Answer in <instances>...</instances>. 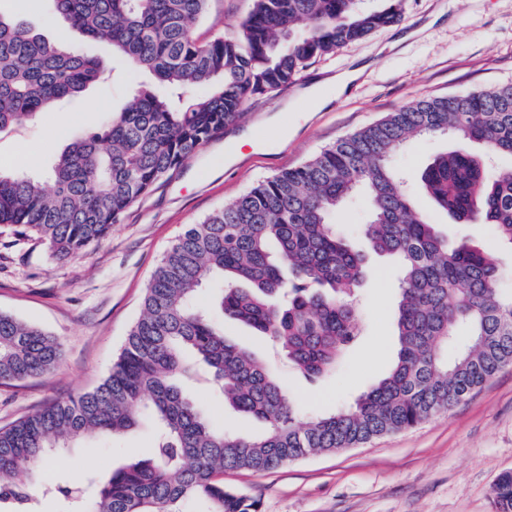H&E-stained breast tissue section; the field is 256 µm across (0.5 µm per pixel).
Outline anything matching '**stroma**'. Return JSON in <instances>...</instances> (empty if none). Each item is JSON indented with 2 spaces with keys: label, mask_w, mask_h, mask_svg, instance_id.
<instances>
[{
  "label": "stroma",
  "mask_w": 512,
  "mask_h": 512,
  "mask_svg": "<svg viewBox=\"0 0 512 512\" xmlns=\"http://www.w3.org/2000/svg\"><path fill=\"white\" fill-rule=\"evenodd\" d=\"M251 6V0H210L195 38L234 34ZM402 11L398 24L317 59L275 95L251 98L236 124L163 178L80 257L53 260L37 241L0 228V311L39 326L62 348L51 374L0 385V426L53 400L91 391L103 380L140 314L155 268L186 225L413 99L512 83V0H402ZM0 13L23 19L50 40L63 27L49 0H0ZM353 68L361 69V77L337 93L329 78ZM312 84L330 99L319 112L307 111L300 97ZM155 85L149 74L121 67L117 78L90 87L1 139L0 170L43 173L57 153L93 131L106 112L123 108L140 89ZM249 131L253 143L229 151L233 138ZM452 147L445 137L416 138L393 163L415 181L436 154ZM31 151L40 156L38 165L27 163ZM417 201L441 233L469 235L486 250H497L491 225L455 224L426 195ZM396 304L394 261L370 255L360 290L363 334L335 373L314 385L270 359L266 342L238 324L225 321L224 331L267 360L304 419L352 404L389 371L397 345ZM153 442V428L146 422L68 450L40 479L78 487L88 472L110 471L132 456L151 457ZM508 470L510 365L463 403L414 428L267 471H228L224 485L257 498L260 512H497L494 486Z\"/></svg>",
  "instance_id": "obj_1"
}]
</instances>
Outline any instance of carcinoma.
<instances>
[{"label": "carcinoma", "instance_id": "cac0c4a2", "mask_svg": "<svg viewBox=\"0 0 512 512\" xmlns=\"http://www.w3.org/2000/svg\"><path fill=\"white\" fill-rule=\"evenodd\" d=\"M52 13L165 91H139L55 158L51 185L0 171V226L70 260L108 235L128 208L236 122L250 98L296 81L320 57L402 20L400 0H253L238 34L207 42L193 31L209 0H50ZM107 67L64 40L0 17V135L105 78ZM478 143L436 155L420 189L456 224H492L512 250V172L487 159L512 155V84L420 98L347 134L295 169L259 182L185 231L145 288L142 309L112 369L92 391L56 400L0 427V512H32L16 482L51 455L100 436L156 427L153 457L91 479L88 512H259L224 488L226 470L266 471L412 428L465 401L512 364V291L506 267L466 239L449 242L419 208L391 159L409 140ZM364 194V234L398 270L397 352L390 371L355 402L300 421L282 382L224 333L196 300L266 338L305 379L329 376L362 334L356 289L365 256L331 218ZM60 344L0 312V384L52 372ZM206 385L262 434L226 432L192 397ZM512 512V471L495 484Z\"/></svg>", "mask_w": 512, "mask_h": 512}]
</instances>
